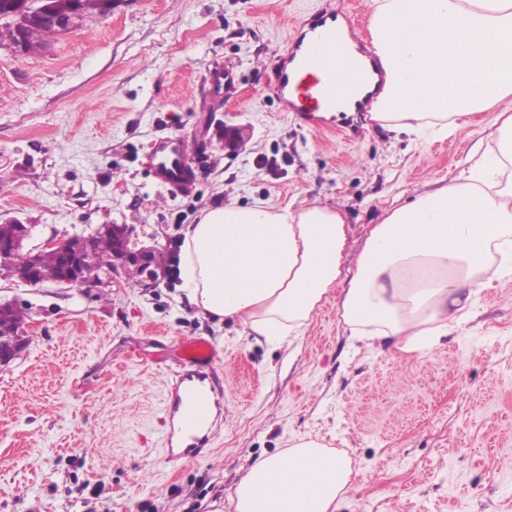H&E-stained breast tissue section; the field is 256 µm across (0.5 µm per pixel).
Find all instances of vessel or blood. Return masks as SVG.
Masks as SVG:
<instances>
[{"label":"vessel or blood","mask_w":512,"mask_h":512,"mask_svg":"<svg viewBox=\"0 0 512 512\" xmlns=\"http://www.w3.org/2000/svg\"><path fill=\"white\" fill-rule=\"evenodd\" d=\"M347 16L333 11L318 14L311 20L303 37L295 39L279 57L275 93L281 111L300 113L305 120L319 121L337 111L340 105L356 102L369 74H381L382 68L373 51L360 47L358 56L341 61L329 59L327 47L344 35ZM348 73L344 91H337V70ZM160 162L151 163L154 178L169 193L190 192L196 174L186 157V146L177 138H160L154 148ZM177 361L182 367L214 369L221 359L213 344L205 338L182 341ZM214 388L207 382L190 384L180 379L169 405L181 429L196 431L207 428L213 418Z\"/></svg>","instance_id":"1"}]
</instances>
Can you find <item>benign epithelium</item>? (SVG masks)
<instances>
[{
	"mask_svg": "<svg viewBox=\"0 0 512 512\" xmlns=\"http://www.w3.org/2000/svg\"><path fill=\"white\" fill-rule=\"evenodd\" d=\"M116 0H23L27 22H50L67 31L75 26L77 17H106L112 14ZM241 128L224 126V148L236 152L244 146ZM101 234L112 235L114 252L112 267L100 271L94 264V236L72 235L65 238L50 237L41 245L25 249L24 242L31 236V228L19 226L9 241L0 246V276L7 275L25 284L39 285L45 279L39 277V261L45 254L62 255V273L57 283L70 287L90 288L112 285L117 276L130 266L138 267L148 274L155 272V256L158 249L139 245L133 229L126 224H104L97 229ZM26 256L27 264L17 265L19 255ZM15 306L0 303V335L11 340L0 342V367L9 364L25 347L26 336L21 326L12 324L9 315Z\"/></svg>",
	"mask_w": 512,
	"mask_h": 512,
	"instance_id": "1",
	"label": "benign epithelium"
}]
</instances>
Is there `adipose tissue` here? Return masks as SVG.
Masks as SVG:
<instances>
[{
	"instance_id": "1",
	"label": "adipose tissue",
	"mask_w": 512,
	"mask_h": 512,
	"mask_svg": "<svg viewBox=\"0 0 512 512\" xmlns=\"http://www.w3.org/2000/svg\"><path fill=\"white\" fill-rule=\"evenodd\" d=\"M385 72L373 118L391 130L447 135L506 103L496 151L373 225L343 269L346 218L317 201L228 204L189 225L180 275L189 301L270 343L300 335L331 289L352 335L410 354L458 327L490 275H512V0H369ZM348 460L299 442L255 464L235 512H337Z\"/></svg>"
}]
</instances>
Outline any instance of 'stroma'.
Returning a JSON list of instances; mask_svg holds the SVG:
<instances>
[{"mask_svg":"<svg viewBox=\"0 0 512 512\" xmlns=\"http://www.w3.org/2000/svg\"><path fill=\"white\" fill-rule=\"evenodd\" d=\"M339 0H118L24 58L0 46V222L30 246L130 225L166 257L112 287L0 277L27 344L0 369V512H209L262 457L314 440L350 459L338 512H512V276L483 288L432 350L357 340L335 294L280 344L199 312L181 291L183 233L204 212L317 200L347 219L345 265L372 225L473 164V126L428 141L369 112L317 125L281 111L276 58L305 16ZM232 89L213 83L217 71ZM246 145L224 150V128ZM182 138L192 193L147 158ZM228 356L223 412L198 456L169 460L167 394L179 342Z\"/></svg>","mask_w":512,"mask_h":512,"instance_id":"1","label":"stroma"}]
</instances>
